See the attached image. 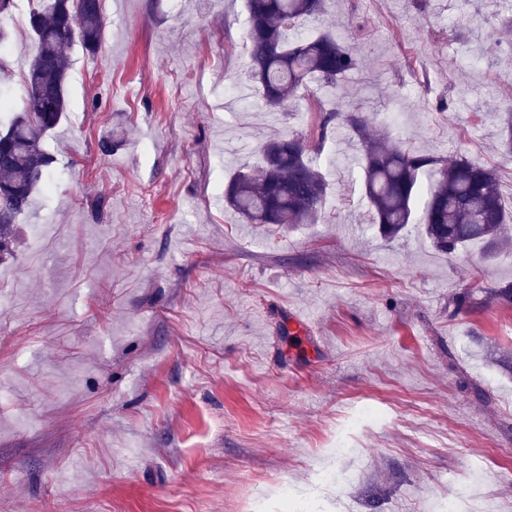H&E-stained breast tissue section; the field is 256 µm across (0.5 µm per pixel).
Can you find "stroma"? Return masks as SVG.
Returning <instances> with one entry per match:
<instances>
[{"instance_id": "obj_1", "label": "stroma", "mask_w": 512, "mask_h": 512, "mask_svg": "<svg viewBox=\"0 0 512 512\" xmlns=\"http://www.w3.org/2000/svg\"><path fill=\"white\" fill-rule=\"evenodd\" d=\"M102 9L42 140L52 184L0 261V512H283L284 485L314 512H429L470 483L464 512H512V302L494 297L512 251L383 238L345 126L310 153L318 223L244 224L224 202L261 140L342 106L494 169L511 207L512 0H331L359 67L287 115L251 90L244 0ZM18 17L0 15L4 122L37 52Z\"/></svg>"}]
</instances>
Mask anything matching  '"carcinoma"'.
I'll list each match as a JSON object with an SVG mask.
<instances>
[{
	"label": "carcinoma",
	"instance_id": "carcinoma-1",
	"mask_svg": "<svg viewBox=\"0 0 512 512\" xmlns=\"http://www.w3.org/2000/svg\"><path fill=\"white\" fill-rule=\"evenodd\" d=\"M29 14L38 52L25 76V105L0 132V258L13 253L16 217L38 186L52 180V158L42 138L65 118L68 50L74 38L96 50L102 39L101 0H42ZM246 47L256 90L273 110L286 112L311 83L335 84L359 59L326 32L308 35L323 21L327 0H246ZM349 126L363 147L361 163L369 223L387 239L418 224L440 254L453 256L472 243L488 255L512 250L506 209L492 170L464 156L452 162L422 153L405 141L370 134L369 119L338 107L326 110L318 141L331 123ZM308 135L292 133L260 147L261 164L238 170L224 186V201L244 224H315L328 184L308 155Z\"/></svg>",
	"mask_w": 512,
	"mask_h": 512
}]
</instances>
